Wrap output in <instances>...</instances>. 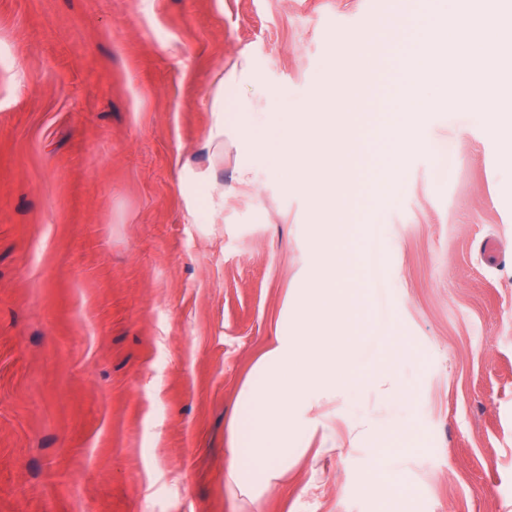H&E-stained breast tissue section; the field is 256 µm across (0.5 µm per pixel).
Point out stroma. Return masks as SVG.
Instances as JSON below:
<instances>
[{"label":"stroma","instance_id":"stroma-1","mask_svg":"<svg viewBox=\"0 0 512 512\" xmlns=\"http://www.w3.org/2000/svg\"><path fill=\"white\" fill-rule=\"evenodd\" d=\"M434 0H0V512H241L229 422L315 275L325 216L276 142L317 94L357 128L355 259L337 336L384 374L295 417L301 454L259 512H512V111L476 112ZM400 15L380 62L365 34ZM383 66L377 84L351 68ZM423 52L432 104L394 162L382 102ZM345 79L327 85L329 67ZM230 78L219 81L220 73ZM224 89V157L206 138ZM457 101L447 109L444 100ZM224 220L190 216L194 173ZM386 195L371 192L373 174ZM409 394L394 398L392 383Z\"/></svg>","mask_w":512,"mask_h":512}]
</instances>
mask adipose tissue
Wrapping results in <instances>:
<instances>
[{"mask_svg": "<svg viewBox=\"0 0 512 512\" xmlns=\"http://www.w3.org/2000/svg\"><path fill=\"white\" fill-rule=\"evenodd\" d=\"M428 102L422 89L406 82L401 100L389 114L394 134L389 146L392 155L411 150L415 141L408 127L418 125ZM305 187L329 204L331 222L323 229L317 248V275L302 292L300 320L313 324V336H286L258 365L257 378L243 391L245 417H233L227 480L243 498V512H257L263 495L288 472L296 455L295 410L321 394L349 387L350 377L343 366L358 359L348 341L336 338V270L350 260L349 252L337 251V242L347 240L351 226L341 199L348 183L337 176L331 188H324L313 172L303 173Z\"/></svg>", "mask_w": 512, "mask_h": 512, "instance_id": "ef3b65f1", "label": "adipose tissue"}]
</instances>
